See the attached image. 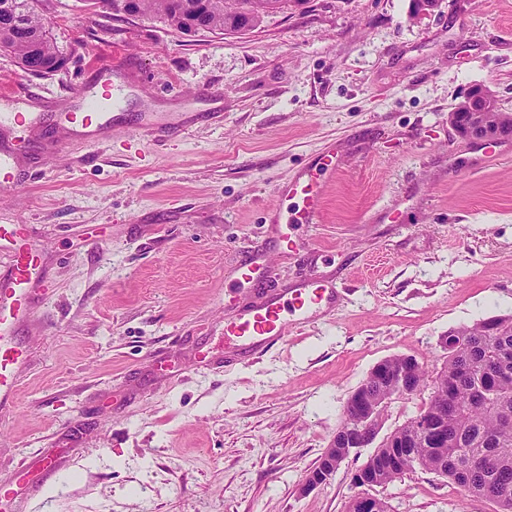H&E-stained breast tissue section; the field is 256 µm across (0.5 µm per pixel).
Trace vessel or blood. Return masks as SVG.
<instances>
[{"instance_id":"b4317fda","label":"vessel or blood","mask_w":512,"mask_h":512,"mask_svg":"<svg viewBox=\"0 0 512 512\" xmlns=\"http://www.w3.org/2000/svg\"><path fill=\"white\" fill-rule=\"evenodd\" d=\"M57 119L71 132L80 136L99 137L108 134L113 115L109 112H61ZM336 171L333 155H324L319 165L307 168L295 180L281 186V193L298 200L299 206L291 221L312 224L324 206V185ZM21 229L0 226V242L15 244L10 262L0 267V412L14 403V373L24 359V351L16 340L32 311L42 302L48 281L39 271L38 258L18 241ZM336 302V286L332 281L307 280L292 289L268 295L258 304L240 311L226 325L224 336L233 353L249 354L267 348L271 342L283 339L289 319L303 320L331 307Z\"/></svg>"}]
</instances>
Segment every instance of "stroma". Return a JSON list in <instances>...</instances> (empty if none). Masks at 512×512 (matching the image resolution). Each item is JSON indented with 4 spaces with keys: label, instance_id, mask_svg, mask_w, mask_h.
<instances>
[{
    "label": "stroma",
    "instance_id": "35a3bbf8",
    "mask_svg": "<svg viewBox=\"0 0 512 512\" xmlns=\"http://www.w3.org/2000/svg\"><path fill=\"white\" fill-rule=\"evenodd\" d=\"M68 58L38 76L0 51V110L79 108L105 67L109 135L17 142L0 225L50 269L21 335L31 362L0 419V512H347L352 452L302 485L379 361L440 367L449 329L512 315V136L487 158L449 115L476 86L512 113V0H287L245 34L184 35L110 0H39ZM315 224L274 226L325 151ZM265 250L263 286L311 275L335 306L262 352H225L261 288L230 270ZM58 456L53 478L37 464ZM389 512H497L419 468L374 487Z\"/></svg>",
    "mask_w": 512,
    "mask_h": 512
}]
</instances>
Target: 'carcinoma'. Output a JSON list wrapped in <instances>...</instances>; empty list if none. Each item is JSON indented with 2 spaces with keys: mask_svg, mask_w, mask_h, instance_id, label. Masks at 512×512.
<instances>
[{
  "mask_svg": "<svg viewBox=\"0 0 512 512\" xmlns=\"http://www.w3.org/2000/svg\"><path fill=\"white\" fill-rule=\"evenodd\" d=\"M38 0H0V49L15 55L27 71L34 61L63 56ZM269 0H134L137 15L156 14L184 32L240 33L261 25ZM454 342L441 367L410 368L419 389L431 388L428 402L408 423L391 432L352 480L381 486L405 469L419 467L484 498L498 512H512V315L493 316L448 330ZM396 374H369L361 383L365 400L384 404L396 396Z\"/></svg>",
  "mask_w": 512,
  "mask_h": 512,
  "instance_id": "obj_1",
  "label": "carcinoma"
}]
</instances>
